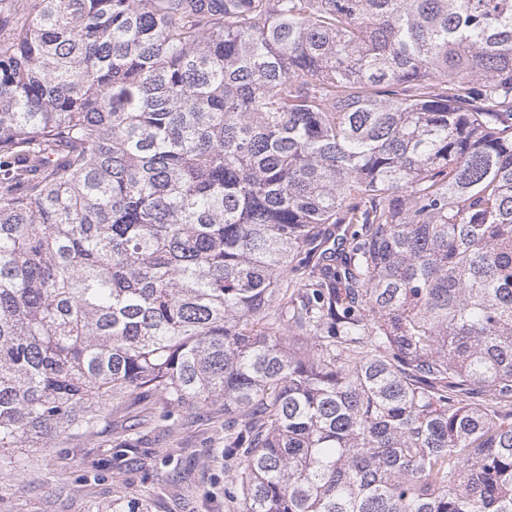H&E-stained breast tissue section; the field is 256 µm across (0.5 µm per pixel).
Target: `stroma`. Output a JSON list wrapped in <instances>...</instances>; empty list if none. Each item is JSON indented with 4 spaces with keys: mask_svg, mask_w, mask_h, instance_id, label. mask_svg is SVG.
I'll use <instances>...</instances> for the list:
<instances>
[{
    "mask_svg": "<svg viewBox=\"0 0 512 512\" xmlns=\"http://www.w3.org/2000/svg\"><path fill=\"white\" fill-rule=\"evenodd\" d=\"M136 433L119 457L113 443ZM239 478L224 448V410L189 413L161 395L104 408L96 433L62 434L45 448L0 456V512H240L226 494Z\"/></svg>",
    "mask_w": 512,
    "mask_h": 512,
    "instance_id": "obj_1",
    "label": "stroma"
}]
</instances>
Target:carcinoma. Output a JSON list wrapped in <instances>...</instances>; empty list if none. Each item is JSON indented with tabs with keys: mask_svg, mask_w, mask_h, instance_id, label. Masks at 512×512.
Wrapping results in <instances>:
<instances>
[{
	"mask_svg": "<svg viewBox=\"0 0 512 512\" xmlns=\"http://www.w3.org/2000/svg\"><path fill=\"white\" fill-rule=\"evenodd\" d=\"M156 393L240 512H512V0H0V454Z\"/></svg>",
	"mask_w": 512,
	"mask_h": 512,
	"instance_id": "cac0c4a2",
	"label": "carcinoma"
}]
</instances>
